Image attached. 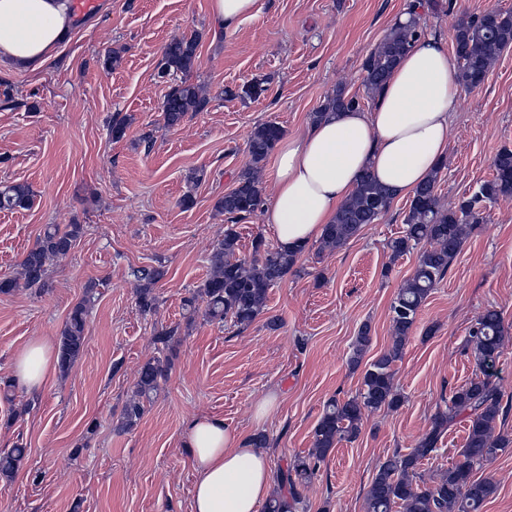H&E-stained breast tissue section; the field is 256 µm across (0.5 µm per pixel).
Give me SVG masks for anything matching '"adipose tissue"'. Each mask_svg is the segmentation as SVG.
I'll use <instances>...</instances> for the list:
<instances>
[{
	"mask_svg": "<svg viewBox=\"0 0 512 512\" xmlns=\"http://www.w3.org/2000/svg\"><path fill=\"white\" fill-rule=\"evenodd\" d=\"M72 28L69 0H0V68L39 69ZM458 94L451 56L426 34L397 62L371 111L328 112L282 139L264 213L280 248L320 238L363 174L397 196L412 194L448 152ZM56 365L52 345L36 342L15 359L13 377L35 390ZM186 446L196 475L191 512H259L271 490L262 449L209 417L191 422Z\"/></svg>",
	"mask_w": 512,
	"mask_h": 512,
	"instance_id": "adipose-tissue-1",
	"label": "adipose tissue"
}]
</instances>
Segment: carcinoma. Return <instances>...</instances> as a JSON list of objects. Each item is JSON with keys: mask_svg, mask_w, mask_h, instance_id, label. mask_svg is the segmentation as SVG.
Wrapping results in <instances>:
<instances>
[{"mask_svg": "<svg viewBox=\"0 0 512 512\" xmlns=\"http://www.w3.org/2000/svg\"><path fill=\"white\" fill-rule=\"evenodd\" d=\"M415 18L396 23L384 40L362 62L363 85L370 99L384 86L391 70L402 55L420 38ZM512 45V13L487 9L482 14L463 21L455 27L454 48L459 82L467 87L481 85L501 49ZM199 38L174 39L168 43L157 65V76L171 82L161 104L164 124L174 127L189 112H201L208 104L196 85L186 80L176 81L179 74L190 73L197 65ZM360 106L355 96L343 91L327 98L311 114V119L326 111H341ZM284 134L275 123L255 126L248 138L249 166L237 185L218 200L216 208L224 213L228 226L224 237L213 246L208 262L209 274L193 295L184 301L187 321L199 313L212 322L229 320L234 326L248 327L267 306L268 292L282 281L297 265L304 248L282 250L263 247L262 240L254 242V257H236V224L251 218L263 206L262 189L257 172L268 159ZM439 165L434 174L416 188L404 216L406 230L393 239L389 248L393 257L417 251V263L412 276L405 281L391 305L393 344L366 366L359 395L343 401L329 400L314 428L313 448L309 457L297 459L278 470V491L265 506V512H295L303 491L311 484L318 466L343 440H354L360 434V421L365 410L396 409L401 404L394 383V365L401 358L403 347L412 332L418 312L447 273L461 251L466 236L481 223L483 206L501 198L512 197V150L500 151L494 161L490 179L481 182L469 195L443 208L439 203L437 185ZM394 195L371 175L361 177L355 192L338 209L334 223L325 227L321 237L323 247L331 250L356 237L368 224L387 212ZM31 203L30 191L24 184L0 185V209L24 208ZM84 234V225L70 224L61 231L49 224L22 262L18 277H1L0 294H10L18 288L46 287L50 266L67 258ZM139 282L137 305L144 313L157 306L154 286L166 276L163 265L132 269ZM94 285L68 314L57 342L58 367L68 373L82 355L85 347L87 302ZM204 308L197 306V301ZM504 325L500 313L486 310L472 326L469 336L474 357L481 375L456 390L450 405L437 413L430 429L409 453L398 451L376 467L366 495V512H392L400 505L403 512H480L484 502L493 494L495 485L488 478L474 475L475 467L493 458L512 440L494 436L495 424L503 412L502 395L493 382L494 368L500 356ZM370 343L368 326L357 336V345L350 358L358 367ZM167 374V365L155 358L140 368L132 399L123 410V428L134 427L149 401ZM468 418L467 437L458 458L451 461L443 476L429 486L414 483L419 462L435 452L442 435L460 416ZM26 448L15 446L0 451V477H11L21 467Z\"/></svg>", "mask_w": 512, "mask_h": 512, "instance_id": "cac0c4a2", "label": "carcinoma"}]
</instances>
